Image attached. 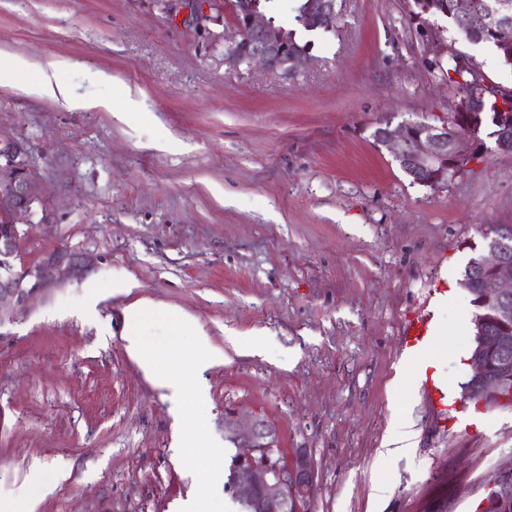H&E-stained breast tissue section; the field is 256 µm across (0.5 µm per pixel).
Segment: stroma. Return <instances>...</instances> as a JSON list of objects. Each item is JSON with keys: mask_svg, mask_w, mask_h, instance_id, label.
I'll list each match as a JSON object with an SVG mask.
<instances>
[{"mask_svg": "<svg viewBox=\"0 0 512 512\" xmlns=\"http://www.w3.org/2000/svg\"><path fill=\"white\" fill-rule=\"evenodd\" d=\"M412 9L344 0L314 64L287 76L227 65L228 12L205 35L158 0H0V51L67 56L65 81L108 103L71 112L0 86V135L27 145L45 189L19 261L58 246L91 260L0 333V500L35 474L49 488L27 512H175L195 495L169 392L126 351L124 309L150 299L223 355L201 374L216 441L234 406L273 422L285 456L308 454L307 512H475L512 461V408L463 399L473 308L460 281L484 229L512 225V153L486 138L431 188L371 133L385 117L439 123L460 99L427 67L430 34L499 88L512 67ZM92 285L107 293L88 315ZM423 316L440 404L400 353ZM407 418L409 448L386 454Z\"/></svg>", "mask_w": 512, "mask_h": 512, "instance_id": "35a3bbf8", "label": "stroma"}]
</instances>
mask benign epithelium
Listing matches in <instances>:
<instances>
[{"label":"benign epithelium","mask_w":512,"mask_h":512,"mask_svg":"<svg viewBox=\"0 0 512 512\" xmlns=\"http://www.w3.org/2000/svg\"><path fill=\"white\" fill-rule=\"evenodd\" d=\"M161 4L172 17L187 14L200 31L215 20L212 0H161ZM228 5L236 36L224 43L226 61L236 66L257 64L283 74L298 72L314 62L308 53L288 58L282 30L255 0H230ZM303 16L311 27L333 30L336 0H306ZM511 23L512 0H498L484 19L485 27L494 30ZM451 120L450 124H423L413 135L411 125H395L384 118L377 123L374 140L418 184L436 186L442 179L434 173L437 161L443 159L457 170L485 150L479 123L473 117L455 113ZM42 198L43 186L26 145L0 137V217L6 220L0 224V330L14 324L37 298L82 279L89 270V257L68 246L56 247L32 263L15 264L20 220ZM484 237L481 253L471 262L470 278L461 282L464 288H478L480 302L492 310L499 325L497 335L490 336L484 321L476 322L475 345L468 359L472 381L463 397L479 407L490 393L501 404L512 400V226L491 225ZM224 432L238 448L229 487L232 497L250 503L254 512H300L314 490V472L307 455L283 456L276 426L260 415L243 422L230 409L225 412ZM510 474L512 463L496 472L486 487L490 495L509 496L504 478Z\"/></svg>","instance_id":"7a95c632"}]
</instances>
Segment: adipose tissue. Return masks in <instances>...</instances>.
Returning a JSON list of instances; mask_svg holds the SVG:
<instances>
[{
    "mask_svg": "<svg viewBox=\"0 0 512 512\" xmlns=\"http://www.w3.org/2000/svg\"><path fill=\"white\" fill-rule=\"evenodd\" d=\"M69 66V60L58 59L38 67L30 58L1 52L0 84L16 83L19 74L34 69L38 72V78L36 82L27 85V92L47 97L70 111H90L99 108L98 100L75 94L67 84L60 80V72Z\"/></svg>",
    "mask_w": 512,
    "mask_h": 512,
    "instance_id": "obj_1",
    "label": "adipose tissue"
}]
</instances>
